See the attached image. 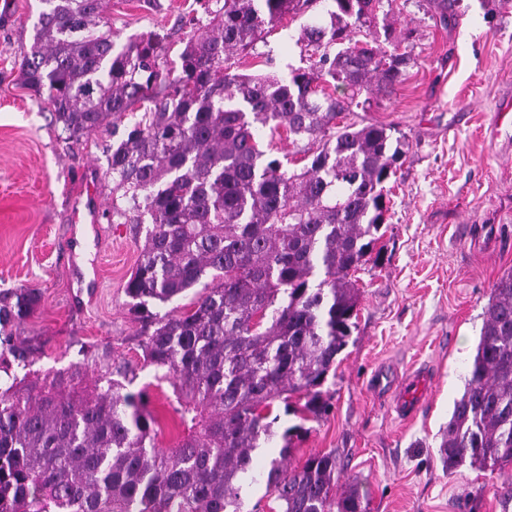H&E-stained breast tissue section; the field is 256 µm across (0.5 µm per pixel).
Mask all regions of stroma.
<instances>
[{
    "instance_id": "obj_1",
    "label": "stroma",
    "mask_w": 512,
    "mask_h": 512,
    "mask_svg": "<svg viewBox=\"0 0 512 512\" xmlns=\"http://www.w3.org/2000/svg\"><path fill=\"white\" fill-rule=\"evenodd\" d=\"M388 20L412 23L414 59L391 98L370 97L346 122H380L408 147L390 196L383 259L358 272L359 318L327 388L331 411L310 422L292 464L335 451L340 487L357 486L366 512H512L499 491L512 467L444 471L440 433L462 394L495 282L512 272V0H456L447 25L430 0H384ZM38 0H0V291L31 287L42 300L16 327L28 383L59 371L86 380L127 364L129 392L147 390L160 447L183 434L171 385L142 356L125 293L145 230L110 224V132L68 138L44 98L19 78ZM118 42L166 34L173 50L203 18L197 0H109ZM312 15L283 19L238 62L242 73L287 77L309 66L295 39ZM427 397L410 421L393 388L415 370Z\"/></svg>"
}]
</instances>
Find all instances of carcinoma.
<instances>
[{"instance_id": "1", "label": "carcinoma", "mask_w": 512, "mask_h": 512, "mask_svg": "<svg viewBox=\"0 0 512 512\" xmlns=\"http://www.w3.org/2000/svg\"><path fill=\"white\" fill-rule=\"evenodd\" d=\"M22 82L46 95L76 140L140 117L112 145L114 224L147 225L125 284L145 361L166 370L185 434L156 445L145 391L105 376L77 391L76 371L41 385H0V512H241L242 481L266 479L278 512H365L355 487L336 492V452L290 462L304 422L331 408L323 390L356 329L354 273L383 248L387 183L406 142L380 123L336 125L362 92L391 95L413 58L415 29H373L382 0H204L207 23L180 67L157 32L123 44L106 0H40ZM322 3L296 43L311 52L288 78L234 71L235 58L290 15ZM363 33V38L356 34ZM288 132L306 164L265 157L264 130ZM202 286L198 292L197 286ZM193 292L164 315L151 311ZM41 302L36 288L0 292V368L29 365L13 327ZM300 423L258 475L256 450L280 415ZM439 452L448 474L512 464V274L492 289L464 392Z\"/></svg>"}]
</instances>
